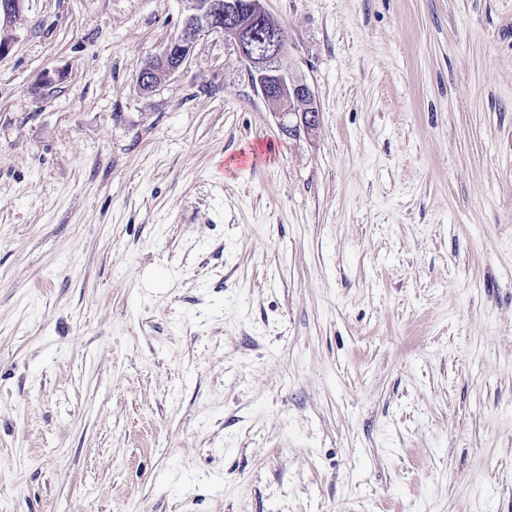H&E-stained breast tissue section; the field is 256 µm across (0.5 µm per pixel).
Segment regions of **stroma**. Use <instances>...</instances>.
Segmentation results:
<instances>
[{
  "label": "stroma",
  "instance_id": "35a3bbf8",
  "mask_svg": "<svg viewBox=\"0 0 512 512\" xmlns=\"http://www.w3.org/2000/svg\"><path fill=\"white\" fill-rule=\"evenodd\" d=\"M265 7L314 134L219 31L141 92L182 0H26L0 512H512V0Z\"/></svg>",
  "mask_w": 512,
  "mask_h": 512
}]
</instances>
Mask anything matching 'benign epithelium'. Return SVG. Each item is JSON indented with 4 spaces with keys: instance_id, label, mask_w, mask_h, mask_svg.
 <instances>
[{
    "instance_id": "1",
    "label": "benign epithelium",
    "mask_w": 512,
    "mask_h": 512,
    "mask_svg": "<svg viewBox=\"0 0 512 512\" xmlns=\"http://www.w3.org/2000/svg\"><path fill=\"white\" fill-rule=\"evenodd\" d=\"M25 0H0V28L9 32L23 20ZM185 14L180 32L155 56V65L138 78L150 92L171 78L189 60L202 33L224 32L248 69L252 82L274 109L282 134L296 137L319 127L320 109L307 81L283 68L288 35L276 25L261 30L269 17L264 0H183Z\"/></svg>"
}]
</instances>
